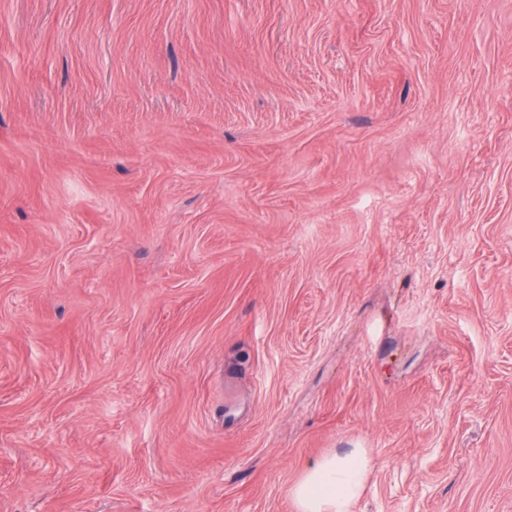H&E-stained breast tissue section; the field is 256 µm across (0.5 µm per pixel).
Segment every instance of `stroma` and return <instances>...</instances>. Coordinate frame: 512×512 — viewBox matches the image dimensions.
<instances>
[{"label":"stroma","instance_id":"35a3bbf8","mask_svg":"<svg viewBox=\"0 0 512 512\" xmlns=\"http://www.w3.org/2000/svg\"><path fill=\"white\" fill-rule=\"evenodd\" d=\"M512 512V0H0V512ZM368 460L352 449L313 465L292 489L301 512H348L363 487Z\"/></svg>","mask_w":512,"mask_h":512}]
</instances>
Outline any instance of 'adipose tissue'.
<instances>
[{"label": "adipose tissue", "instance_id": "ef3b65f1", "mask_svg": "<svg viewBox=\"0 0 512 512\" xmlns=\"http://www.w3.org/2000/svg\"><path fill=\"white\" fill-rule=\"evenodd\" d=\"M368 460L360 449L327 456L313 465L292 489L300 512H349L363 487Z\"/></svg>", "mask_w": 512, "mask_h": 512}]
</instances>
